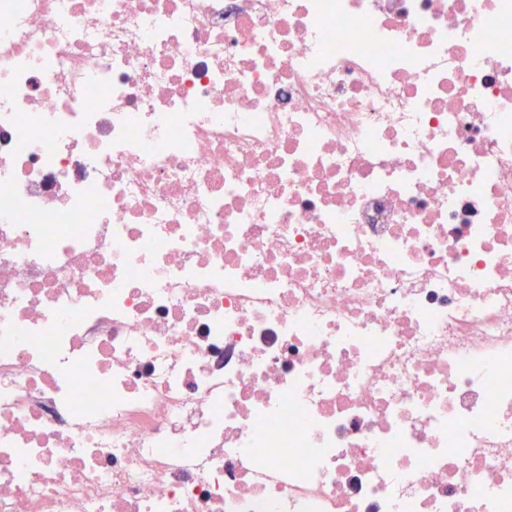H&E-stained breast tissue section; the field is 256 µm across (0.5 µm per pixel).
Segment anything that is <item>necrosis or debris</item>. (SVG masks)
Here are the masks:
<instances>
[{
  "label": "necrosis or debris",
  "mask_w": 512,
  "mask_h": 512,
  "mask_svg": "<svg viewBox=\"0 0 512 512\" xmlns=\"http://www.w3.org/2000/svg\"><path fill=\"white\" fill-rule=\"evenodd\" d=\"M0 512H512V0H0Z\"/></svg>",
  "instance_id": "1"
}]
</instances>
